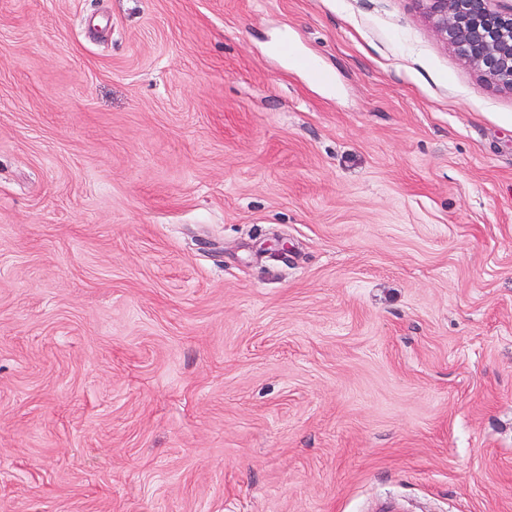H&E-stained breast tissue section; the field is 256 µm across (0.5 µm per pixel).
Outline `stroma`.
<instances>
[{"mask_svg": "<svg viewBox=\"0 0 512 512\" xmlns=\"http://www.w3.org/2000/svg\"><path fill=\"white\" fill-rule=\"evenodd\" d=\"M0 512H512V92L417 0H0Z\"/></svg>", "mask_w": 512, "mask_h": 512, "instance_id": "1", "label": "stroma"}]
</instances>
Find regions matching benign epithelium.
<instances>
[{"mask_svg":"<svg viewBox=\"0 0 512 512\" xmlns=\"http://www.w3.org/2000/svg\"><path fill=\"white\" fill-rule=\"evenodd\" d=\"M437 34L487 83L512 91V10L495 0H417Z\"/></svg>","mask_w":512,"mask_h":512,"instance_id":"7a95c632","label":"benign epithelium"}]
</instances>
